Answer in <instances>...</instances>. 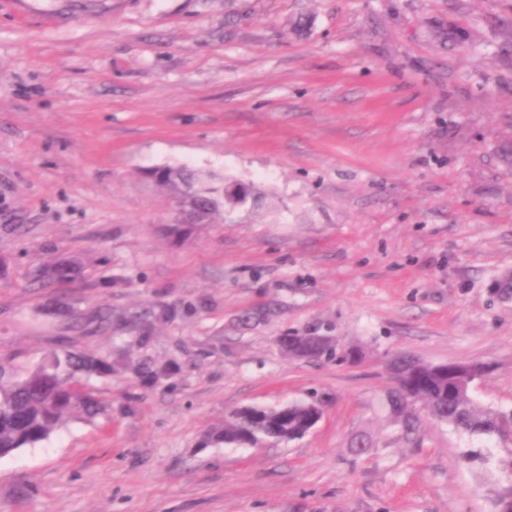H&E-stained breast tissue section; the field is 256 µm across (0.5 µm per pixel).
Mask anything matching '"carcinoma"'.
Listing matches in <instances>:
<instances>
[{"label":"carcinoma","mask_w":512,"mask_h":512,"mask_svg":"<svg viewBox=\"0 0 512 512\" xmlns=\"http://www.w3.org/2000/svg\"><path fill=\"white\" fill-rule=\"evenodd\" d=\"M167 175L157 184L172 196L183 189L191 192L192 202L205 211L209 222L224 214L232 200L224 197V181L203 177L185 167H166ZM82 273L76 258L41 268L38 281L63 283ZM396 388L387 395L391 415L408 432L417 421L416 408L423 405L433 418L453 430L470 436L503 433L512 428V414L503 413L475 401L470 379L450 364H424L401 361L396 364ZM112 373V361L65 351L53 352L42 363L23 375L11 366L0 364V451L8 455L31 448L73 419H91L104 412L93 391L80 382L83 375ZM304 403L279 408L254 407L249 414L232 413L224 425L210 432L204 443L222 444L229 437L239 445L248 440L283 441L304 431L307 419Z\"/></svg>","instance_id":"carcinoma-1"}]
</instances>
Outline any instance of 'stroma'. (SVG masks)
I'll return each instance as SVG.
<instances>
[{"mask_svg": "<svg viewBox=\"0 0 512 512\" xmlns=\"http://www.w3.org/2000/svg\"><path fill=\"white\" fill-rule=\"evenodd\" d=\"M506 148L512 0H0V363L113 364L105 415L0 457V512H497L512 433L385 398L397 356L471 362L512 412ZM181 165L252 193L169 236ZM295 401L301 439L202 444ZM82 264L76 258L66 259L41 268L38 271V281L44 284L63 283L73 280L74 273H82ZM314 340H312L308 345H298L297 342L293 341L292 339H290L289 337H284L282 336L280 339H279V342L282 346H286L288 345V347H290L292 353V355L296 356V357H304L306 355H309L310 352L313 350V349H317V348H321V347H324V348H329L332 346V342H333V339L328 337V336H314ZM336 355V351H335V348H329L325 351H323L320 355H318L316 358H321V357H326V358H332L333 356L335 357Z\"/></svg>", "mask_w": 512, "mask_h": 512, "instance_id": "obj_1", "label": "stroma"}]
</instances>
